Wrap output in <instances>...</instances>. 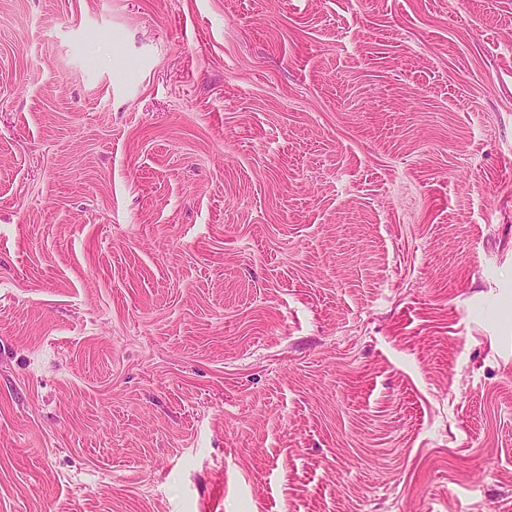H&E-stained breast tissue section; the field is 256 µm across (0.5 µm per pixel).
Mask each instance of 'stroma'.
<instances>
[{
	"mask_svg": "<svg viewBox=\"0 0 512 512\" xmlns=\"http://www.w3.org/2000/svg\"><path fill=\"white\" fill-rule=\"evenodd\" d=\"M0 512H512V0H0Z\"/></svg>",
	"mask_w": 512,
	"mask_h": 512,
	"instance_id": "35a3bbf8",
	"label": "stroma"
}]
</instances>
